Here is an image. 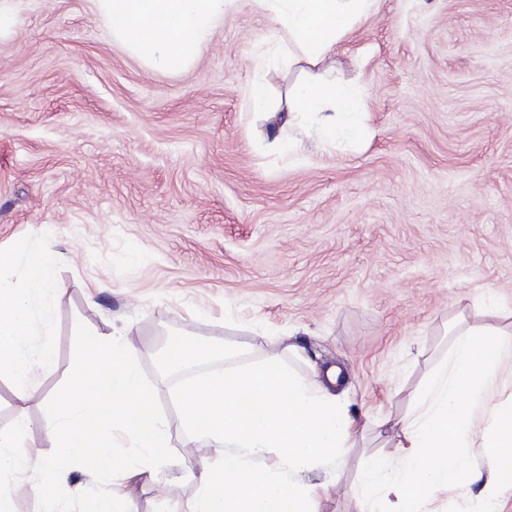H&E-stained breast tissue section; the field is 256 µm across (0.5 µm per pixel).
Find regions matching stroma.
Here are the masks:
<instances>
[{
  "mask_svg": "<svg viewBox=\"0 0 512 512\" xmlns=\"http://www.w3.org/2000/svg\"><path fill=\"white\" fill-rule=\"evenodd\" d=\"M0 249L49 234L61 263L52 370L0 428L25 415L32 458L52 451L45 404L72 365L77 323L126 330L165 410L177 464L109 485L134 512H187L190 471L216 447L189 436L161 373L173 336L248 365L303 346L339 365L362 427L320 512H364L361 475L399 459L385 427L448 356V328L512 330V0H377L342 38L334 69L275 48L272 12L238 0L185 69L116 45L91 0H0ZM260 75L266 108L244 91ZM362 86L371 134L314 145L306 123L273 132L295 88ZM293 142L283 150L281 140ZM512 405V368L470 400L467 452L487 467L486 403ZM425 512H481L469 482L430 491Z\"/></svg>",
  "mask_w": 512,
  "mask_h": 512,
  "instance_id": "1",
  "label": "stroma"
}]
</instances>
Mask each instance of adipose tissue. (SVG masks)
<instances>
[{"label":"adipose tissue","mask_w":512,"mask_h":512,"mask_svg":"<svg viewBox=\"0 0 512 512\" xmlns=\"http://www.w3.org/2000/svg\"><path fill=\"white\" fill-rule=\"evenodd\" d=\"M235 0H93L113 41L146 63L174 70L188 66ZM274 12L279 45L289 55L320 62L337 42L373 11L376 0H253ZM365 110L362 90L336 80L299 86L283 126L299 115L313 118L323 140L361 138ZM301 350L284 344L280 353L244 368H227L184 383L176 400L190 435L205 436L222 450L203 470L188 512H318L323 483L304 472L322 469L324 481L339 474L336 463L357 444L358 422L341 401L342 371L331 366L303 377L285 361ZM512 362V332L465 329L456 334L448 361L430 386L415 396V415L392 420L402 434L400 467L379 460L364 472L365 496L372 512H422L431 489L469 476L480 486L484 512L512 490V407L494 413L497 429L487 469L473 467L459 454L454 466L442 452L459 449L468 438L473 414L469 399L491 387L503 362ZM273 455L277 469L257 467Z\"/></svg>","instance_id":"ef3b65f1"}]
</instances>
